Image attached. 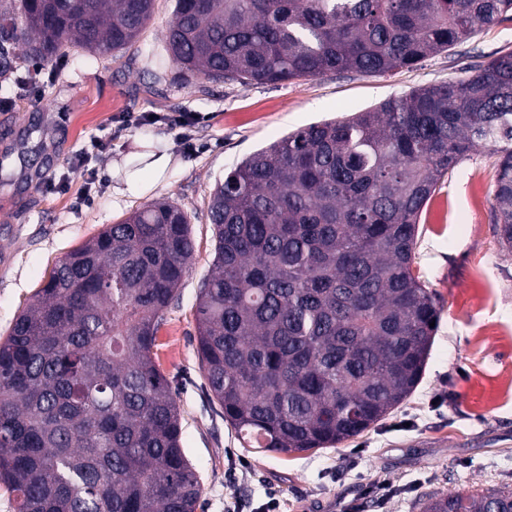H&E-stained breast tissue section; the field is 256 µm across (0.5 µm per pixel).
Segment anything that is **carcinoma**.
Listing matches in <instances>:
<instances>
[{
	"label": "carcinoma",
	"mask_w": 512,
	"mask_h": 512,
	"mask_svg": "<svg viewBox=\"0 0 512 512\" xmlns=\"http://www.w3.org/2000/svg\"><path fill=\"white\" fill-rule=\"evenodd\" d=\"M155 0H0L1 44L45 61L119 53ZM512 20V0H174L164 51L242 85L413 69ZM494 157L492 218L512 254V51L447 82L311 124L216 183L214 269L196 350L242 447L332 448L422 380L441 308L413 273L419 219L448 171ZM194 252L190 217L134 211L56 264L0 340V484L14 512H196L157 333ZM419 512H512V487L430 493Z\"/></svg>",
	"instance_id": "1"
}]
</instances>
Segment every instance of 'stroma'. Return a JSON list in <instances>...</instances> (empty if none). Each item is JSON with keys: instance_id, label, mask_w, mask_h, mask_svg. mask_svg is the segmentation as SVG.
Wrapping results in <instances>:
<instances>
[{"instance_id": "obj_1", "label": "stroma", "mask_w": 512, "mask_h": 512, "mask_svg": "<svg viewBox=\"0 0 512 512\" xmlns=\"http://www.w3.org/2000/svg\"><path fill=\"white\" fill-rule=\"evenodd\" d=\"M173 0H155L137 43L116 56L82 49L50 63L8 44L0 74V336L71 250L145 205L172 201L192 216L193 262L158 333L161 368L178 389L182 446L201 484L197 512H415L431 492L512 485V255L492 224L493 158L479 151L449 171L425 207L413 272L443 304L416 391L386 419L333 448L259 453L224 421L196 353L198 288L214 259L208 201L225 172L289 132L364 111L410 89L460 76L512 50V20L473 41L383 76L357 72L241 85L185 80L177 64L147 73L144 49L164 44ZM193 118L191 147L161 116ZM136 124L122 126L123 116ZM110 140L89 165L85 194L68 161ZM170 163L145 194L120 195L158 153ZM54 190H46V182Z\"/></svg>"}]
</instances>
